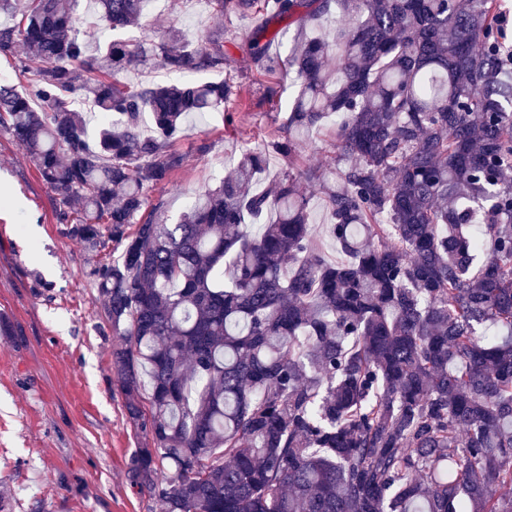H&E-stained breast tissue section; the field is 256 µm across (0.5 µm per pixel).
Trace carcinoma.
I'll return each mask as SVG.
<instances>
[{
    "label": "carcinoma",
    "mask_w": 512,
    "mask_h": 512,
    "mask_svg": "<svg viewBox=\"0 0 512 512\" xmlns=\"http://www.w3.org/2000/svg\"><path fill=\"white\" fill-rule=\"evenodd\" d=\"M100 24L142 25L145 0H96ZM293 31L251 55L294 74L288 135L244 146L176 224L148 192L184 157L193 112L228 81L130 83L224 70V29L91 48L77 0H0V129L72 209L71 234L111 241L96 271L133 427L131 483L164 512H512V72L501 0H210ZM348 15L336 34L320 22ZM112 121L87 134L77 96ZM150 113L152 130L142 129ZM336 167L301 170L300 134L329 114ZM285 162L262 174L270 154ZM316 182L327 232L315 248ZM260 225L252 236L247 225ZM23 54L17 51L14 56L0 57V81L15 85L18 90H28L27 81L20 76V57ZM307 192L311 195V215L313 224V235L317 245L326 251L336 262L342 263L346 261L345 254L336 247V244L330 240L326 234L327 213L323 197L317 194L313 184L306 185Z\"/></svg>",
    "instance_id": "cac0c4a2"
}]
</instances>
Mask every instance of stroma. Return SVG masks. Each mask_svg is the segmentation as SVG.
Returning <instances> with one entry per match:
<instances>
[{
	"instance_id": "stroma-1",
	"label": "stroma",
	"mask_w": 512,
	"mask_h": 512,
	"mask_svg": "<svg viewBox=\"0 0 512 512\" xmlns=\"http://www.w3.org/2000/svg\"><path fill=\"white\" fill-rule=\"evenodd\" d=\"M261 16H216L209 0H146L137 28H97L95 45H138L169 30L204 38L223 27V72H186L187 82L229 80L226 111L195 113L176 142L184 163L152 189L167 223L203 188L216 185L242 145L285 134L298 88L249 55ZM336 117L303 132L300 168L333 165ZM67 206L19 143L0 131V495L11 512H161L134 489L129 423L112 369V327L97 290L107 252L88 249L63 219Z\"/></svg>"
}]
</instances>
